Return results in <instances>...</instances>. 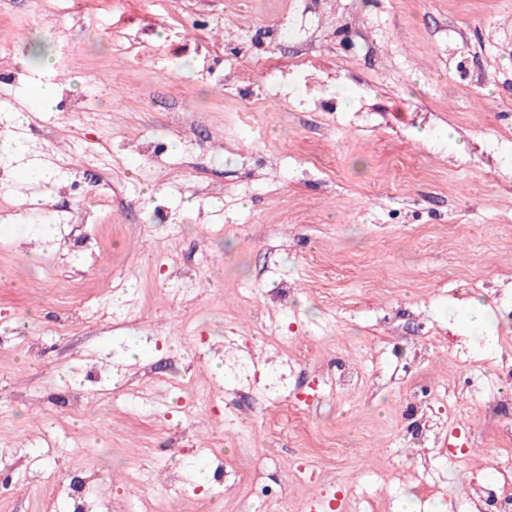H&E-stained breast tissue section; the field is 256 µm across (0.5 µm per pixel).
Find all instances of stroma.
Here are the masks:
<instances>
[{
    "label": "stroma",
    "mask_w": 512,
    "mask_h": 512,
    "mask_svg": "<svg viewBox=\"0 0 512 512\" xmlns=\"http://www.w3.org/2000/svg\"><path fill=\"white\" fill-rule=\"evenodd\" d=\"M44 7L74 27L0 11L55 60L0 141L58 174L0 154V512H69L65 475L92 512H474L512 452V0ZM57 85L51 82L41 84L33 94L27 99V109L31 111V106L36 105L37 112H41V118L50 122L53 119L54 112L51 109V102L56 97ZM15 175L18 178L31 184H47L57 182V171L51 166L43 164L23 162L15 169Z\"/></svg>",
    "instance_id": "obj_1"
}]
</instances>
